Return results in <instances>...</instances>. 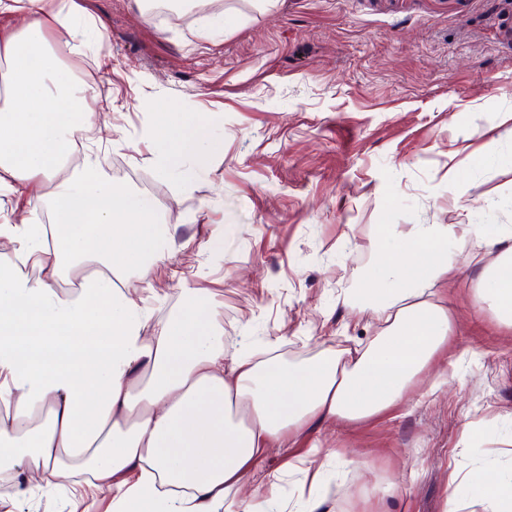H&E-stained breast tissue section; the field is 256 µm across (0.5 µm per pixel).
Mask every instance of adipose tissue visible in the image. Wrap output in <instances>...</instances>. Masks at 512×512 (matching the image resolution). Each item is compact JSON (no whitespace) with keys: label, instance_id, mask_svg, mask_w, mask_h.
Segmentation results:
<instances>
[{"label":"adipose tissue","instance_id":"1","mask_svg":"<svg viewBox=\"0 0 512 512\" xmlns=\"http://www.w3.org/2000/svg\"><path fill=\"white\" fill-rule=\"evenodd\" d=\"M17 15L23 25L0 39V192L51 181L41 199L53 221L32 211L0 221V469L12 502L39 512L53 494L67 512H87L92 488L106 512H286L253 485L256 460L323 425L380 414L443 365L456 323L434 291L455 281L476 225L385 228L343 297L352 316L379 326L365 347L286 364L271 341L225 358L223 327L200 309L159 325L128 286L153 290L182 246L150 201L97 174L111 129L97 124L95 89L70 80L45 40L59 24L96 51L94 26L75 0H0V18ZM202 138L194 114L182 113L150 160L155 172L206 159ZM80 143L82 171L60 177ZM488 247L476 299L512 330V241L500 235ZM63 278L71 288L59 287ZM351 464L317 444L289 461L301 476L296 512H319L330 470ZM465 483L493 512H512L511 471L479 467Z\"/></svg>","mask_w":512,"mask_h":512}]
</instances>
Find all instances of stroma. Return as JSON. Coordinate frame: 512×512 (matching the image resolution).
Segmentation results:
<instances>
[{
    "label": "stroma",
    "instance_id": "35a3bbf8",
    "mask_svg": "<svg viewBox=\"0 0 512 512\" xmlns=\"http://www.w3.org/2000/svg\"><path fill=\"white\" fill-rule=\"evenodd\" d=\"M76 2L102 51L71 54L57 25L48 38L111 105L100 174L190 243L159 271L156 315L194 289L225 356L246 336L296 360L366 345L377 326L351 316L342 292L386 225H512V0H191L168 18L142 0ZM184 112L217 149L164 179L145 134ZM465 252L468 285L447 290L459 355L447 383L425 379L377 417L321 429L326 451L356 461L323 512H356L357 493L379 512H488L450 475L512 468V331L474 299L483 235ZM310 445L273 446L254 483L281 474L279 496L294 501L284 470Z\"/></svg>",
    "mask_w": 512,
    "mask_h": 512
}]
</instances>
